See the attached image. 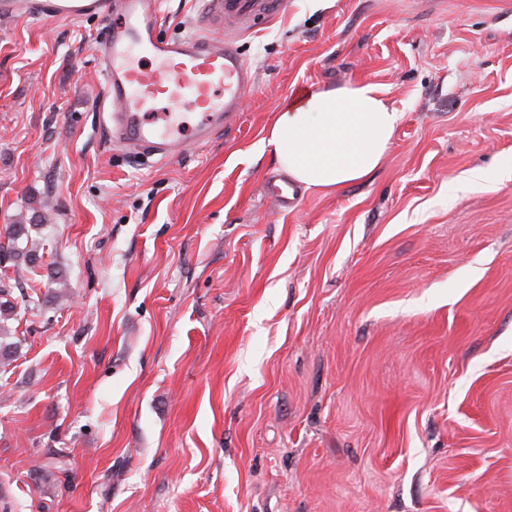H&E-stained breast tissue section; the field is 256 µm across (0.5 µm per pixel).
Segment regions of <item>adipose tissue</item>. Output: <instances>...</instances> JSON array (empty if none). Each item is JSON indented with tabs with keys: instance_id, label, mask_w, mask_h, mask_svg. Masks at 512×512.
I'll return each mask as SVG.
<instances>
[{
	"instance_id": "ef3b65f1",
	"label": "adipose tissue",
	"mask_w": 512,
	"mask_h": 512,
	"mask_svg": "<svg viewBox=\"0 0 512 512\" xmlns=\"http://www.w3.org/2000/svg\"><path fill=\"white\" fill-rule=\"evenodd\" d=\"M400 119L378 85L358 80L308 92L279 109L265 145L295 182L337 191L381 165Z\"/></svg>"
}]
</instances>
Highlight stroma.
Here are the masks:
<instances>
[{
	"mask_svg": "<svg viewBox=\"0 0 512 512\" xmlns=\"http://www.w3.org/2000/svg\"><path fill=\"white\" fill-rule=\"evenodd\" d=\"M201 8L159 0L160 35L223 41ZM231 32L238 115L147 161L101 120L102 19L0 16V229L38 257L0 512H512V0H288ZM363 79L402 114L382 165L281 210L274 112Z\"/></svg>",
	"mask_w": 512,
	"mask_h": 512,
	"instance_id": "stroma-1",
	"label": "stroma"
}]
</instances>
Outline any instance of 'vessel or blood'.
Returning <instances> with one entry per match:
<instances>
[{
  "instance_id": "1",
  "label": "vessel or blood",
  "mask_w": 512,
  "mask_h": 512,
  "mask_svg": "<svg viewBox=\"0 0 512 512\" xmlns=\"http://www.w3.org/2000/svg\"><path fill=\"white\" fill-rule=\"evenodd\" d=\"M287 0H205V26L239 24L261 12L283 13ZM157 0H0V15H45L73 21L96 15L109 28L101 51L104 124L116 142L163 160L183 147L179 106L201 109L196 138L209 136L238 112L252 75L233 41L202 36L164 39L156 32ZM152 59L144 67L143 59Z\"/></svg>"
}]
</instances>
